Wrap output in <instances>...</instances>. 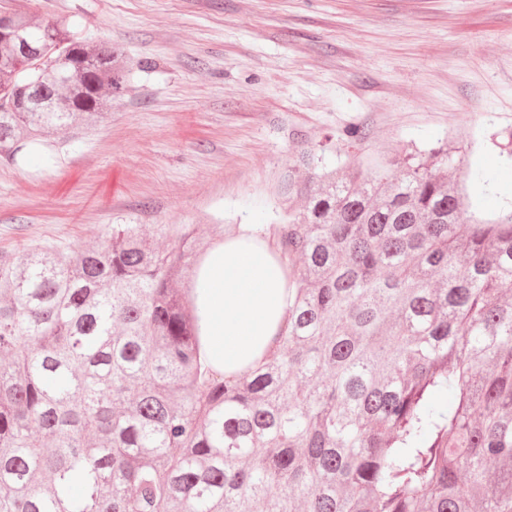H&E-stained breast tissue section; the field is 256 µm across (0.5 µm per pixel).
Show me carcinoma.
<instances>
[{
  "label": "carcinoma",
  "mask_w": 512,
  "mask_h": 512,
  "mask_svg": "<svg viewBox=\"0 0 512 512\" xmlns=\"http://www.w3.org/2000/svg\"><path fill=\"white\" fill-rule=\"evenodd\" d=\"M78 28L0 13V155L127 92ZM299 162L288 323L231 383L198 362L196 225L0 255V512H512V208L468 211L484 176L441 147Z\"/></svg>",
  "instance_id": "cac0c4a2"
}]
</instances>
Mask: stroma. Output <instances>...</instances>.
<instances>
[{
    "label": "stroma",
    "mask_w": 512,
    "mask_h": 512,
    "mask_svg": "<svg viewBox=\"0 0 512 512\" xmlns=\"http://www.w3.org/2000/svg\"><path fill=\"white\" fill-rule=\"evenodd\" d=\"M75 17L84 40L139 65L93 130L47 157L0 158V254L94 243L112 224H194L200 236L269 228L303 179L330 166L445 144L488 182L468 209L512 202V0H0ZM150 68H142V61ZM363 129L362 144L344 131Z\"/></svg>",
    "instance_id": "obj_1"
}]
</instances>
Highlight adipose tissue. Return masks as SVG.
I'll return each mask as SVG.
<instances>
[{"mask_svg":"<svg viewBox=\"0 0 512 512\" xmlns=\"http://www.w3.org/2000/svg\"><path fill=\"white\" fill-rule=\"evenodd\" d=\"M203 367L238 375L255 367L284 324V268L251 227L217 244L191 283Z\"/></svg>","mask_w":512,"mask_h":512,"instance_id":"ef3b65f1","label":"adipose tissue"}]
</instances>
